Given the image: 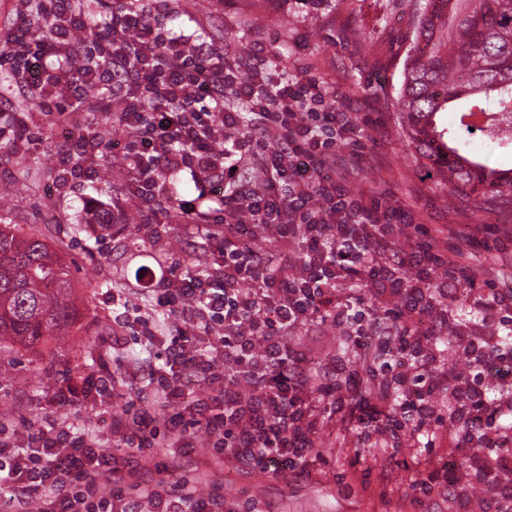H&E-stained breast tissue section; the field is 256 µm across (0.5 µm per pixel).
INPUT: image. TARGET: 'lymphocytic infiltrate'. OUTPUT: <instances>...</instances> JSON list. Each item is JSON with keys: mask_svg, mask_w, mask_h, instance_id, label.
Returning <instances> with one entry per match:
<instances>
[{"mask_svg": "<svg viewBox=\"0 0 512 512\" xmlns=\"http://www.w3.org/2000/svg\"><path fill=\"white\" fill-rule=\"evenodd\" d=\"M41 5L51 26L24 18L8 38L0 66L20 71L38 106L61 115L84 111L85 88L110 85L122 103L120 121L129 131L121 158L136 176L132 193L140 203L166 192V184L156 178L158 168L201 172L242 151L241 140L221 154L214 148L225 129L243 120L228 107L227 91L251 100L265 134L279 143L267 155L263 183L224 203L230 221L222 236V278L190 274L166 293L171 312L190 309L208 331L205 354L192 350L187 337L170 341L151 329L143 331L147 342L166 346L167 356L164 370L151 377V404L134 424L113 421L114 432L134 428L133 455L190 447L187 413L193 410L204 418L209 446L220 458L276 477L304 472L319 422L310 395L327 388L298 369L299 352L286 332L318 314L342 326L356 344L375 338L383 352L411 362L410 371L384 381L374 401L360 403L359 424L380 422L396 433L405 421L430 419L436 358L410 325L432 306L433 272L467 280L471 270L436 250L423 224L415 225L410 237L418 278L409 277L404 266L384 262L394 231L392 213L367 207L337 179L333 165L335 146L355 135L353 113L329 101L314 79L275 76L271 59L228 61L219 67L205 63L189 48L188 38L153 25L133 0L114 17L111 36L91 50L74 39L83 22L79 0H41ZM91 53L111 59V74L81 66ZM259 227L273 230L279 247L299 250L300 274L263 264L251 247ZM364 281L399 297L402 312L384 313L368 325L351 305L337 304L339 283ZM453 339L501 367L499 399L487 397L481 377L454 378L448 385V417L474 444L470 459L476 479L493 483L506 512H512V486L500 479L512 472V459L487 454L512 441V433L491 426L496 417L512 412V342L489 337L486 352L463 331H455ZM188 369L211 387L212 397L194 398L186 392L181 378ZM398 390L404 397L397 415L384 416L383 403ZM23 431L16 421L0 420V488L14 491V512H28L36 500L40 512H129L133 486L101 491V477L111 470L112 458L102 452L98 437L53 426L23 445ZM48 487L55 490L54 498L43 497ZM150 502L155 512L227 508L222 487L199 494L189 483L163 480L152 490Z\"/></svg>", "mask_w": 512, "mask_h": 512, "instance_id": "1", "label": "lymphocytic infiltrate"}]
</instances>
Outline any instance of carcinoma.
Listing matches in <instances>:
<instances>
[{
	"mask_svg": "<svg viewBox=\"0 0 512 512\" xmlns=\"http://www.w3.org/2000/svg\"><path fill=\"white\" fill-rule=\"evenodd\" d=\"M414 40L395 97L421 157L453 190L484 187L512 206V174L460 130L478 111L486 138L512 145V0H412ZM442 112L456 113L444 131ZM80 318L69 271L35 236L0 225V345L64 340Z\"/></svg>",
	"mask_w": 512,
	"mask_h": 512,
	"instance_id": "cac0c4a2",
	"label": "carcinoma"
}]
</instances>
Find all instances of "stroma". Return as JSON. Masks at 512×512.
<instances>
[{"instance_id":"stroma-1","label":"stroma","mask_w":512,"mask_h":512,"mask_svg":"<svg viewBox=\"0 0 512 512\" xmlns=\"http://www.w3.org/2000/svg\"><path fill=\"white\" fill-rule=\"evenodd\" d=\"M150 19L166 32L203 45L210 55L231 60L264 49L286 75L305 71L323 84L331 99L356 114L357 146L337 147V171L348 190L368 207L403 211L409 223L428 225L439 249L464 247L474 276L446 281L430 315L439 329L428 346L445 377L463 374L469 362L451 341L455 326L476 333L512 336V310H490L494 295L512 287V209L492 195L468 196L448 190L429 174L403 132L393 97L403 60L412 43L409 0H140ZM110 128L111 141L125 133L111 112H86L79 126L37 108L25 84L0 73V224L36 235L68 266L82 317L63 342L39 350L0 347V418L23 414L33 429L68 420L95 433L112 457L113 483L136 484L141 501L135 512H150L148 494L162 479L189 480L197 488L219 484L234 512H501L493 487L478 484L454 449L463 436L440 410L438 421L409 422L399 438L358 426L351 419L352 392L379 387L383 373L359 366L343 327L314 318L292 331L293 341L322 367H340L331 394L321 397V423L312 434L315 449L303 474L274 477L232 460L218 461L210 449L188 455L156 449L152 461L135 463L125 436L110 429L112 417H135L152 394L148 379L131 377L138 362L163 367L162 347L150 346L138 322L181 325V318L157 304L156 291L181 272L219 269L217 240L180 220L181 200H196L212 216L224 215L225 174L216 168L197 181L189 171L167 176L171 189L141 205L131 194L132 173L105 180L104 168L118 158L109 143L85 163L83 176L60 187L59 176L71 138ZM116 204L119 225L96 237L87 207ZM356 370H348L349 362ZM114 380L113 392L61 407L56 390L78 377ZM451 464L454 483L419 487L442 463Z\"/></svg>"}]
</instances>
